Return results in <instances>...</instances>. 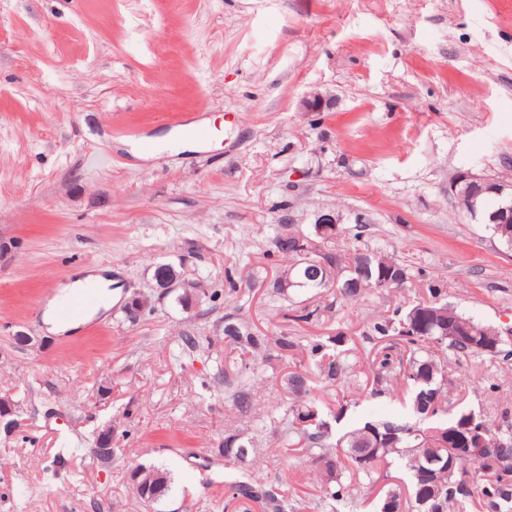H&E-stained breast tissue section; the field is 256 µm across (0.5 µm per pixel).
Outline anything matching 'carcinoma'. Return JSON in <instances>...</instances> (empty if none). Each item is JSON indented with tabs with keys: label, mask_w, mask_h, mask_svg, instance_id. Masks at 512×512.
<instances>
[{
	"label": "carcinoma",
	"mask_w": 512,
	"mask_h": 512,
	"mask_svg": "<svg viewBox=\"0 0 512 512\" xmlns=\"http://www.w3.org/2000/svg\"><path fill=\"white\" fill-rule=\"evenodd\" d=\"M503 206L504 198L490 193L459 202L463 213L480 218L492 232V219ZM305 245L306 250L290 245L286 236L275 240L295 288L327 289L301 273L310 249L325 251L335 261L340 293L351 301L369 291L385 290L375 273L378 267L394 268L408 276L406 266L392 255L373 254L370 275L366 276L361 274L362 256L356 252L345 258L332 248L330 238L314 233L306 236ZM351 281L359 287H346ZM224 325L238 328L237 335H224L233 351L224 358V386L232 390V401L241 412L255 410L256 394L250 382L257 376L259 357H269L273 349L286 357L305 346L311 355L320 356L316 368L327 382L340 384L349 377L351 368L346 355L341 351L327 353L330 343L339 347L354 341L341 330L324 341L319 336H290L283 332L263 336L248 319L234 315L225 316ZM362 337L377 345L366 376L369 395L391 394L393 380L403 376L412 385L410 409L415 421L367 422L335 438L320 410L306 399L307 377L287 372L281 378V386L289 394L288 402L281 412H267L269 422L283 424L286 431L282 447L271 450V454L299 446L309 459L311 472L325 487L320 503L324 512H357L358 491L371 489L374 475L388 470L396 461L408 476L415 512H467L471 507L483 512H512V405L501 406L492 420L473 409L451 405L446 385L448 357L460 360L480 356L490 363H507L512 360V335L498 336L496 328L434 298L398 309L391 317L374 318ZM468 424L479 442L464 453L448 447L444 438L448 428ZM251 451H256L254 438L245 440L236 432L225 436L224 447L218 449L228 462L242 461ZM341 467L347 469L356 485L338 482ZM143 471L147 476L157 475V480L146 486L133 484L135 494L142 502L155 506L168 495L171 478L159 469L145 467ZM228 491L232 499L253 503L264 512H294V504L276 485L252 474L230 482ZM376 512H405L401 488L386 491L377 501Z\"/></svg>",
	"instance_id": "1"
}]
</instances>
